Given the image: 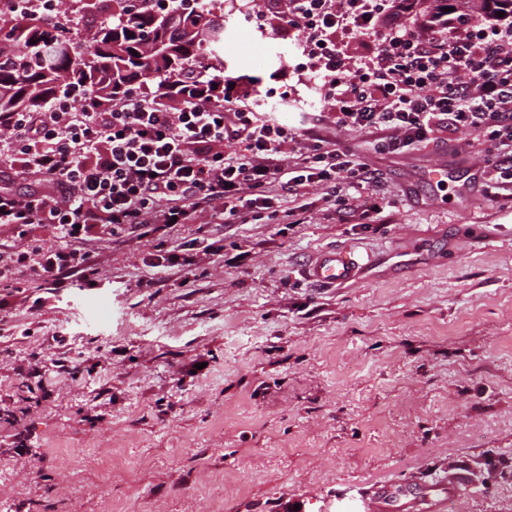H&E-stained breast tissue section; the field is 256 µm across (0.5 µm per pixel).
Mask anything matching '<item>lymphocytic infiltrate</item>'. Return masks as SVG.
I'll list each match as a JSON object with an SVG mask.
<instances>
[{
    "instance_id": "1",
    "label": "lymphocytic infiltrate",
    "mask_w": 512,
    "mask_h": 512,
    "mask_svg": "<svg viewBox=\"0 0 512 512\" xmlns=\"http://www.w3.org/2000/svg\"><path fill=\"white\" fill-rule=\"evenodd\" d=\"M387 0H271L284 31L297 33L338 126L378 131L381 152H401L467 128L487 138L488 162L512 182V24L460 23L452 34L421 39L411 28L384 29ZM371 39L370 54L350 55V44ZM204 59L190 81L192 98L177 89L134 92L109 106L76 108L72 97H50L36 112L0 121L6 151L0 161L38 181L41 191L0 192V228L22 237L32 224L52 228L56 248L16 250L0 264V285L26 272L53 287L89 279L94 269L78 244L108 225L125 239L156 237L153 279L171 268L192 271L200 249L191 238L170 244L176 225L210 214L217 224H245L264 190L283 181L289 194L309 186L325 190L329 207L358 210L379 221L381 201L356 207L344 188L366 189L376 180L368 164L316 133L249 109L232 76L223 97ZM302 157L288 168V150Z\"/></svg>"
}]
</instances>
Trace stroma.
<instances>
[{"instance_id":"obj_1","label":"stroma","mask_w":512,"mask_h":512,"mask_svg":"<svg viewBox=\"0 0 512 512\" xmlns=\"http://www.w3.org/2000/svg\"><path fill=\"white\" fill-rule=\"evenodd\" d=\"M265 8L215 0L225 73L252 111L285 92L280 120L376 169L383 223L338 218L319 187L305 223H279L294 201L276 182L253 223L178 227L224 246L191 282L145 287L154 237L102 232L82 244L94 286L17 275L0 288V512H352L368 483L461 469L447 512H512V200L486 193V143L463 128L388 154L337 127ZM342 248L372 266L307 277ZM410 250L436 261L399 264ZM27 362L74 373L46 398ZM359 272V264L354 255L339 249L320 254L308 269L313 281L330 286H342L352 281Z\"/></svg>"}]
</instances>
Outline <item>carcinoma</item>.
<instances>
[{"label": "carcinoma", "instance_id": "obj_1", "mask_svg": "<svg viewBox=\"0 0 512 512\" xmlns=\"http://www.w3.org/2000/svg\"><path fill=\"white\" fill-rule=\"evenodd\" d=\"M77 12L112 11L95 40L69 39L65 29L36 17L0 13V113L35 111L57 93H74L83 106L111 105L125 93L151 83L157 92L189 62L224 45V27L204 7L179 14L175 47L164 44L160 14H128L129 0H72Z\"/></svg>", "mask_w": 512, "mask_h": 512}]
</instances>
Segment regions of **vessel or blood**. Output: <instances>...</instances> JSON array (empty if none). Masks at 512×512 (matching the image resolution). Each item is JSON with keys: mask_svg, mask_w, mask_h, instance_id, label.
<instances>
[{"mask_svg": "<svg viewBox=\"0 0 512 512\" xmlns=\"http://www.w3.org/2000/svg\"><path fill=\"white\" fill-rule=\"evenodd\" d=\"M357 259L346 250L320 254L310 265L308 274L316 283L341 286L359 273ZM469 482L461 471L441 473L420 492L383 487L373 490L361 503V512H446L449 499L467 490Z\"/></svg>", "mask_w": 512, "mask_h": 512, "instance_id": "1", "label": "vessel or blood"}]
</instances>
